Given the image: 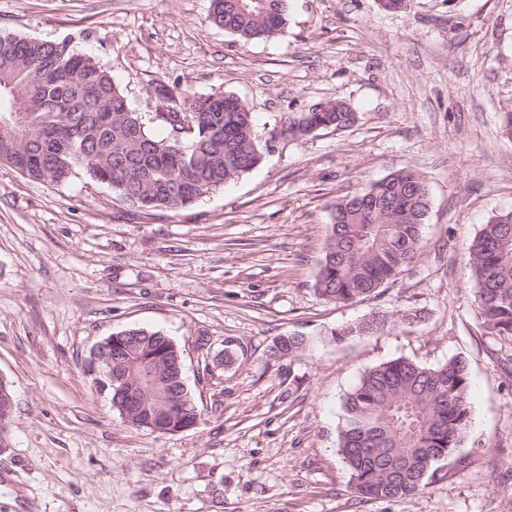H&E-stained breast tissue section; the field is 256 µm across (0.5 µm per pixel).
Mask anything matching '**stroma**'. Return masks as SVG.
Masks as SVG:
<instances>
[{
	"instance_id": "1",
	"label": "stroma",
	"mask_w": 512,
	"mask_h": 512,
	"mask_svg": "<svg viewBox=\"0 0 512 512\" xmlns=\"http://www.w3.org/2000/svg\"><path fill=\"white\" fill-rule=\"evenodd\" d=\"M211 0H0V34L72 37L129 106L155 88L244 100L261 138L342 100L347 128L283 137L260 165L193 207L146 212L72 176L30 182L0 165V512H512V341L486 335L466 242L512 211V0H289L275 39L241 45ZM408 168L428 184V247L370 297L341 305L313 282L332 206ZM418 309L396 331L330 342L377 311ZM129 327L183 349L201 422L160 434L124 422L88 369ZM308 338L273 359L280 336ZM232 350V364L215 360ZM406 357L463 359L470 425L413 498L361 499L339 453L361 373Z\"/></svg>"
}]
</instances>
